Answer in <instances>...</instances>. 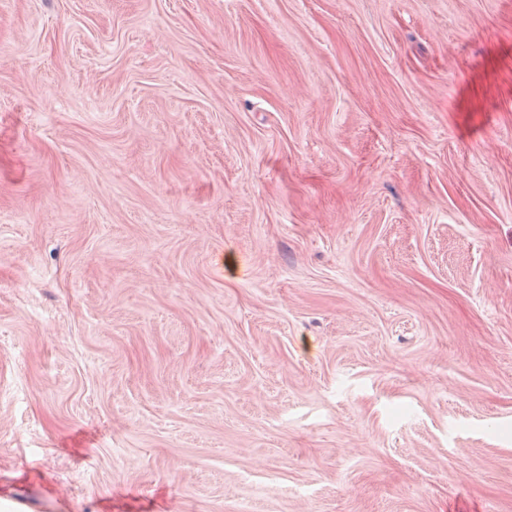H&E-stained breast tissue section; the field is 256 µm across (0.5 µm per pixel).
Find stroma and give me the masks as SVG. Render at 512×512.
<instances>
[{
    "label": "stroma",
    "instance_id": "35a3bbf8",
    "mask_svg": "<svg viewBox=\"0 0 512 512\" xmlns=\"http://www.w3.org/2000/svg\"><path fill=\"white\" fill-rule=\"evenodd\" d=\"M512 512V0H0V512Z\"/></svg>",
    "mask_w": 512,
    "mask_h": 512
}]
</instances>
